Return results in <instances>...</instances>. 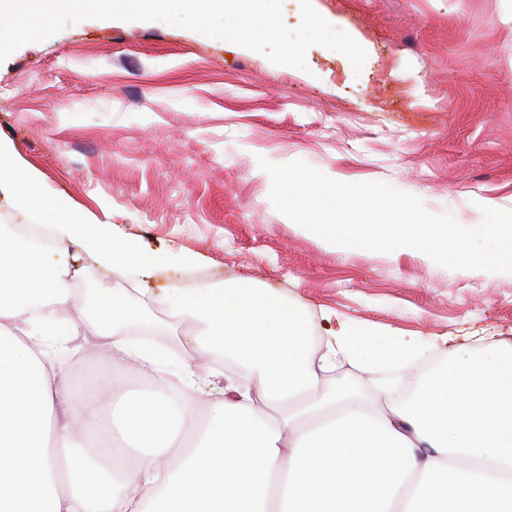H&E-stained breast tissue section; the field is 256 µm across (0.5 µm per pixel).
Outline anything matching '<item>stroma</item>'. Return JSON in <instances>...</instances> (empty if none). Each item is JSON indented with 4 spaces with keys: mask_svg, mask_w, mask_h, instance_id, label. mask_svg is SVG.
Here are the masks:
<instances>
[{
    "mask_svg": "<svg viewBox=\"0 0 512 512\" xmlns=\"http://www.w3.org/2000/svg\"><path fill=\"white\" fill-rule=\"evenodd\" d=\"M368 53L361 73L315 46L307 70L163 22L87 19L0 64V142L50 201L110 223L155 263L152 291L248 282L303 306L323 345L334 311L406 341H512V274L419 251L322 245L269 200L258 155L346 183L383 181L459 223L512 210V0H313ZM423 87L429 104L414 95ZM150 334L171 386L188 330Z\"/></svg>",
    "mask_w": 512,
    "mask_h": 512,
    "instance_id": "1",
    "label": "stroma"
}]
</instances>
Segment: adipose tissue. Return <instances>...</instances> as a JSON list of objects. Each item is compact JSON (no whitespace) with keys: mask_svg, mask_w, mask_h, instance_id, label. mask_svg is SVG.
I'll list each match as a JSON object with an SVG mask.
<instances>
[{"mask_svg":"<svg viewBox=\"0 0 512 512\" xmlns=\"http://www.w3.org/2000/svg\"><path fill=\"white\" fill-rule=\"evenodd\" d=\"M36 172L0 148V193L44 214ZM95 217L56 206L46 252L0 232V512H512V343L443 351L340 321L321 349L306 313L265 288H168L133 304L86 301L69 244L111 272L148 258L100 236ZM85 322L68 316L75 306ZM192 328L177 387L117 392L112 370L149 374L163 352L129 337L153 306ZM96 336L100 380L68 388L55 354ZM240 367L219 400L206 361ZM439 363L391 397L385 370ZM376 395L326 388L338 363Z\"/></svg>","mask_w":512,"mask_h":512,"instance_id":"1","label":"adipose tissue"}]
</instances>
